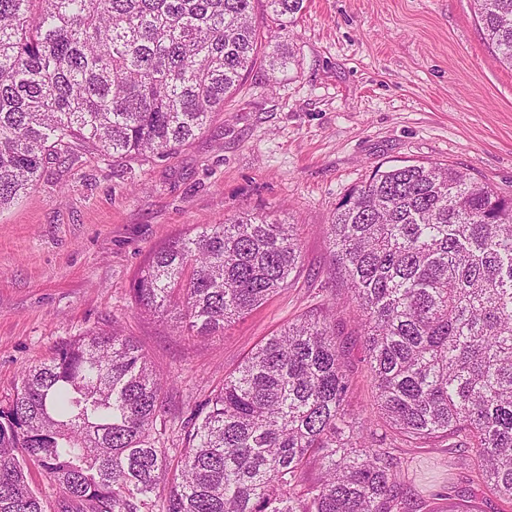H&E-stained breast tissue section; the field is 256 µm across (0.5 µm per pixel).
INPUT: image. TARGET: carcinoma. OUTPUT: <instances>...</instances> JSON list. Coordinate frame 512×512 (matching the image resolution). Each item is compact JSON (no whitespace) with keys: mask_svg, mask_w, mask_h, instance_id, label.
I'll return each mask as SVG.
<instances>
[{"mask_svg":"<svg viewBox=\"0 0 512 512\" xmlns=\"http://www.w3.org/2000/svg\"><path fill=\"white\" fill-rule=\"evenodd\" d=\"M255 0H0V209L76 148L164 157L258 56ZM283 24L304 0H266ZM512 67V0H473ZM378 416L349 409L336 312L269 337L190 415L177 474L150 432L167 380L113 327L59 345L0 406V512H413L407 448L446 443L512 505V197L438 164L378 170L329 224ZM294 225L200 224L133 281L144 312L212 336L288 287ZM167 487L159 499L161 487ZM29 477L32 487L44 502L46 512H58V504L62 499L58 487L46 477L37 464H30Z\"/></svg>","mask_w":512,"mask_h":512,"instance_id":"obj_1","label":"carcinoma"}]
</instances>
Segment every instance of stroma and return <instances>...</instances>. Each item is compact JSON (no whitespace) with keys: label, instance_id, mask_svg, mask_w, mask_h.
Wrapping results in <instances>:
<instances>
[{"label":"stroma","instance_id":"1","mask_svg":"<svg viewBox=\"0 0 512 512\" xmlns=\"http://www.w3.org/2000/svg\"><path fill=\"white\" fill-rule=\"evenodd\" d=\"M257 21L291 54L259 58L223 111L175 153H84L46 167L0 210V404L62 342L119 324L169 384L152 436L177 464L182 421L245 358L302 313L336 305L353 377L351 408H375L360 328L341 304L330 257L337 205L377 169L446 164L512 197V69L484 38L472 0H304L281 26L263 0ZM263 214L294 225L302 264L288 288L215 336L140 312L131 282L150 253L196 224ZM426 466L416 512H447L444 490L476 512H512L479 482L448 476V456L414 448Z\"/></svg>","mask_w":512,"mask_h":512}]
</instances>
